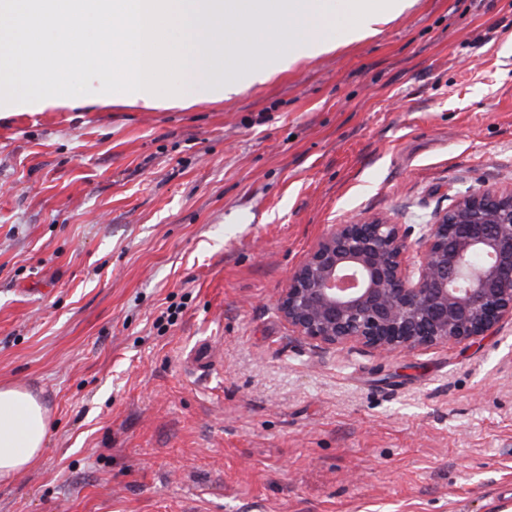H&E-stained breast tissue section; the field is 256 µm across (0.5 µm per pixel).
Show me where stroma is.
Segmentation results:
<instances>
[{
	"instance_id": "stroma-1",
	"label": "stroma",
	"mask_w": 512,
	"mask_h": 512,
	"mask_svg": "<svg viewBox=\"0 0 512 512\" xmlns=\"http://www.w3.org/2000/svg\"><path fill=\"white\" fill-rule=\"evenodd\" d=\"M195 95L0 118V383L49 412L0 512H512V322L385 359L276 309L331 225L512 185V0Z\"/></svg>"
}]
</instances>
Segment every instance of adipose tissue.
<instances>
[{"label":"adipose tissue","instance_id":"1","mask_svg":"<svg viewBox=\"0 0 512 512\" xmlns=\"http://www.w3.org/2000/svg\"><path fill=\"white\" fill-rule=\"evenodd\" d=\"M48 412L32 392L0 385V482L14 479L41 455Z\"/></svg>","mask_w":512,"mask_h":512}]
</instances>
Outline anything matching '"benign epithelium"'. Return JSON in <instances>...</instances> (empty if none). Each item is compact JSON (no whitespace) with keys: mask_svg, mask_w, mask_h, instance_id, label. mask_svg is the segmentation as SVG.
I'll return each instance as SVG.
<instances>
[{"mask_svg":"<svg viewBox=\"0 0 512 512\" xmlns=\"http://www.w3.org/2000/svg\"><path fill=\"white\" fill-rule=\"evenodd\" d=\"M277 310L319 345L383 357L512 321V186L469 191L416 228L381 218L332 225L289 275Z\"/></svg>","mask_w":512,"mask_h":512,"instance_id":"obj_1","label":"benign epithelium"}]
</instances>
